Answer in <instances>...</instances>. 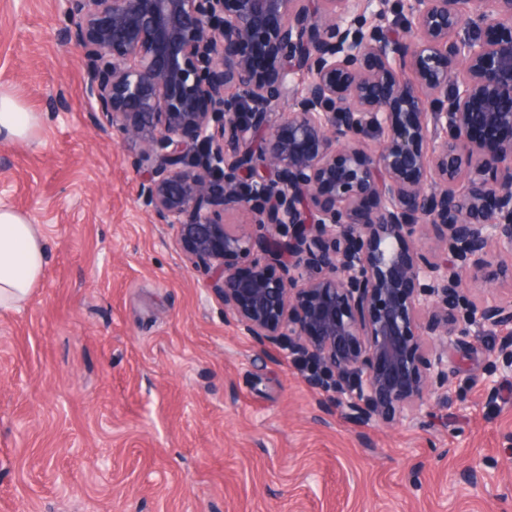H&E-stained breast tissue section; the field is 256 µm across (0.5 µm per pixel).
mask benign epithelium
Here are the masks:
<instances>
[{
	"instance_id": "7a95c632",
	"label": "benign epithelium",
	"mask_w": 512,
	"mask_h": 512,
	"mask_svg": "<svg viewBox=\"0 0 512 512\" xmlns=\"http://www.w3.org/2000/svg\"><path fill=\"white\" fill-rule=\"evenodd\" d=\"M371 4L58 9L91 110L140 145L142 209L246 335L378 425L448 386L450 336L502 334L487 379L512 371V298H470L512 253V0Z\"/></svg>"
}]
</instances>
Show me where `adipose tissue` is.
Returning <instances> with one entry per match:
<instances>
[{
	"mask_svg": "<svg viewBox=\"0 0 512 512\" xmlns=\"http://www.w3.org/2000/svg\"><path fill=\"white\" fill-rule=\"evenodd\" d=\"M37 116L23 111L17 99L0 93V140L28 139ZM44 272V248L37 225L11 209L0 208V313L22 306Z\"/></svg>",
	"mask_w": 512,
	"mask_h": 512,
	"instance_id": "obj_1",
	"label": "adipose tissue"
}]
</instances>
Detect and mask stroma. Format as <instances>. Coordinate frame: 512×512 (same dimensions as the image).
Wrapping results in <instances>:
<instances>
[{"mask_svg": "<svg viewBox=\"0 0 512 512\" xmlns=\"http://www.w3.org/2000/svg\"><path fill=\"white\" fill-rule=\"evenodd\" d=\"M57 0H0V92L35 113L0 144V205L45 273L0 314V512H512L499 336L448 343L446 389L366 426L258 344L137 200L139 147L83 98Z\"/></svg>", "mask_w": 512, "mask_h": 512, "instance_id": "stroma-1", "label": "stroma"}]
</instances>
